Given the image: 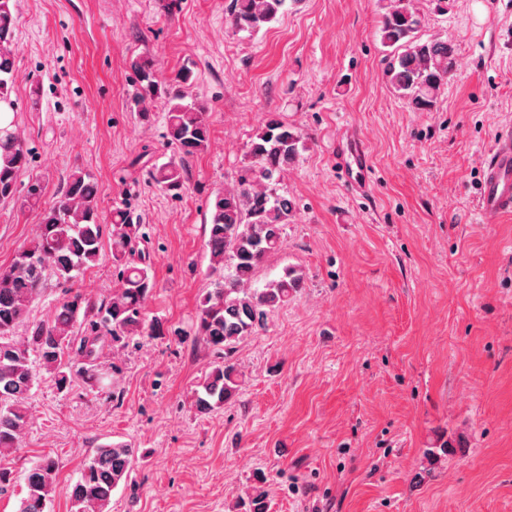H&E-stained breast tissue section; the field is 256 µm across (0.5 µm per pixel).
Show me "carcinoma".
<instances>
[{"instance_id":"cac0c4a2","label":"carcinoma","mask_w":512,"mask_h":512,"mask_svg":"<svg viewBox=\"0 0 512 512\" xmlns=\"http://www.w3.org/2000/svg\"><path fill=\"white\" fill-rule=\"evenodd\" d=\"M16 0H0V103L11 104L14 78ZM288 0H227L225 22L249 36L278 20ZM423 17L414 0H384L378 20L379 42L385 48L384 75L393 92L416 111H430L454 73L453 48L446 42L423 41ZM138 84L133 109L147 120L161 101L167 136L179 157L149 171L152 181L179 196L188 179V163L207 149L210 140L208 103L193 93L194 71L184 65L169 80L157 76L154 60L133 62ZM304 149L302 132L272 115L252 136L237 183L215 195L209 223L208 276L212 288L200 299L196 313L197 339L215 356L194 392V406L208 413L231 401L241 389L243 374L231 362L235 345L251 335L267 314L288 304L303 280L294 267L254 288L263 262L281 249L283 231L291 222L293 203L281 194L284 167ZM29 163V150L12 127L0 129V204L15 202L18 177ZM93 177L75 170L64 180L55 201L41 211L36 237L13 262L0 267V456L18 446L29 420L26 399L34 374L30 354L36 353L59 389L72 382V373L92 376L96 345L105 337L125 344L137 336L161 335L148 324L145 307L155 288L151 264L134 248L137 225L124 210L112 212V262L120 288L93 302L79 292L64 298L47 322L28 327V336L14 339L16 328L29 319L31 307L47 282H72L100 258L104 224L99 216ZM137 455L125 443L102 445L83 465L80 477L65 494L71 512H110L112 491L127 480ZM58 461L44 457L30 467L26 496L18 512H46L59 491ZM249 512H264L263 476Z\"/></svg>"}]
</instances>
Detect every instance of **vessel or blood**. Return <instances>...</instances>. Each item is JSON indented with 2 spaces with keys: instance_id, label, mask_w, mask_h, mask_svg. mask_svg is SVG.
Wrapping results in <instances>:
<instances>
[{
  "instance_id": "b4317fda",
  "label": "vessel or blood",
  "mask_w": 512,
  "mask_h": 512,
  "mask_svg": "<svg viewBox=\"0 0 512 512\" xmlns=\"http://www.w3.org/2000/svg\"><path fill=\"white\" fill-rule=\"evenodd\" d=\"M347 180L351 186H364L362 155L348 150L343 158ZM476 212L486 223L512 214V124L498 127L495 145L483 160V178L479 189Z\"/></svg>"
}]
</instances>
